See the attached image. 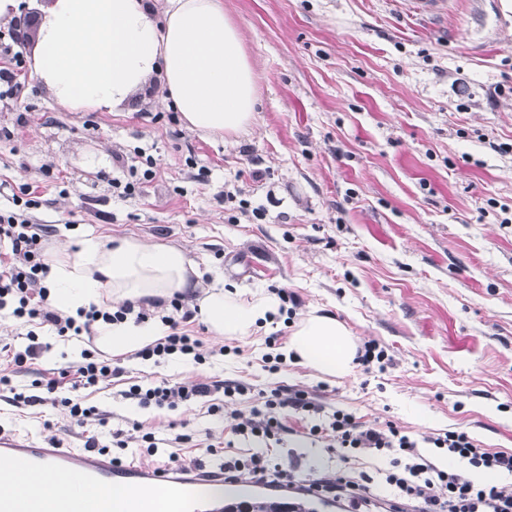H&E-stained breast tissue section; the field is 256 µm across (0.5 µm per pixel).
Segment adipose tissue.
Here are the masks:
<instances>
[{
    "label": "adipose tissue",
    "mask_w": 512,
    "mask_h": 512,
    "mask_svg": "<svg viewBox=\"0 0 512 512\" xmlns=\"http://www.w3.org/2000/svg\"><path fill=\"white\" fill-rule=\"evenodd\" d=\"M33 69L55 101L72 112L122 109L151 78L186 128L201 137L239 136L255 122L257 90L252 63L222 0H165L154 12L148 0H37ZM76 255L59 252L44 279L54 304L76 314L105 300L134 305L163 303L196 292L198 313L217 337L245 336L266 326L279 311L276 294L259 292L241 301L215 283L199 287L195 263L183 249L134 238L108 243L83 237ZM158 320L103 322L99 346L115 356L164 336ZM287 353L322 376L350 373L356 343L330 315L310 314L296 324ZM76 500L98 501L103 512H164L144 503L132 488H70L61 474L32 472L10 479L13 512H35V500L63 490Z\"/></svg>",
    "instance_id": "obj_1"
}]
</instances>
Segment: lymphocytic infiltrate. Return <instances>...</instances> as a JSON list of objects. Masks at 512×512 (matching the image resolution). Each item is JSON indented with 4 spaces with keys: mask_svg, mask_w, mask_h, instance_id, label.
<instances>
[{
    "mask_svg": "<svg viewBox=\"0 0 512 512\" xmlns=\"http://www.w3.org/2000/svg\"><path fill=\"white\" fill-rule=\"evenodd\" d=\"M13 209L0 210V241L9 244L7 252H0V311L30 324L27 345L14 351L10 361L23 367L36 359L43 350L38 328L50 327L58 337L81 340L95 334L97 322L124 320L128 315L145 319V312L135 311L125 303L112 311L93 309L71 316L53 308L49 290L43 279L48 265L44 241L49 229L32 223L26 211L29 201L14 196ZM171 311L163 321L169 330L165 336L136 351L137 359L158 361L171 355L205 361L204 343L200 337L188 333L195 312L185 306L181 297L170 302ZM123 366L97 357L85 349L78 362L67 364L58 377L38 380L39 388L55 394L61 380H68L72 390H94L111 384L124 374ZM246 387L237 381L195 380L172 383L166 380L145 383L130 381L124 395L138 400L145 408L175 410L194 405L205 406L208 414L223 410L224 399L244 394ZM310 412L315 405L306 391L288 386L258 390L249 413L232 412L230 428L234 434L255 440V447L246 449L238 457L224 461L221 469L228 483L259 482L278 488L299 489L302 497L325 502H343L353 512H361L375 496V480L368 473L352 478L337 471L324 472L306 484H299L293 467H286L265 451L267 441L280 440L287 428L282 421L284 409ZM308 437L332 438L336 456L343 463L356 459L386 456L390 467L383 473V482L390 489L391 498L414 512H512V488L498 485H478L469 477V470H489L512 474V452L484 448L467 433L448 431L427 436L425 441L412 438L396 423L371 426L349 412L336 410L328 426H311ZM429 444L440 454L467 463V471L438 466L432 457L423 454L420 444Z\"/></svg>",
    "mask_w": 512,
    "mask_h": 512,
    "instance_id": "1",
    "label": "lymphocytic infiltrate"
}]
</instances>
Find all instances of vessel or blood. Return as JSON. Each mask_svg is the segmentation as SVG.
I'll return each mask as SVG.
<instances>
[{"label": "vessel or blood", "instance_id": "1", "mask_svg": "<svg viewBox=\"0 0 512 512\" xmlns=\"http://www.w3.org/2000/svg\"><path fill=\"white\" fill-rule=\"evenodd\" d=\"M0 463L4 476L14 471L55 470L80 478L85 484L108 486L115 482L151 490L160 486L178 493V512H192L193 504H200L201 512H224V497L219 489L223 477L185 466L149 468L113 464L111 458L90 450L60 448L52 442L33 445L32 441L13 434L0 433Z\"/></svg>", "mask_w": 512, "mask_h": 512}]
</instances>
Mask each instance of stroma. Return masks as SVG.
Returning <instances> with one entry per match:
<instances>
[{
    "label": "stroma",
    "instance_id": "35a3bbf8",
    "mask_svg": "<svg viewBox=\"0 0 512 512\" xmlns=\"http://www.w3.org/2000/svg\"><path fill=\"white\" fill-rule=\"evenodd\" d=\"M413 0H224L254 67L250 134L204 139L170 124L150 83L121 112H70L24 54L18 102L0 103V210L35 193L33 223L50 224L46 254L75 252L86 235L131 237L183 249L202 284L223 277L241 300L286 290L288 320L221 339L191 328L212 357L126 361L132 377L294 386L362 422H394L415 439L463 431L512 449V0H444L437 14ZM151 157L154 178L120 198L122 162ZM311 313L336 317L357 343L378 341L384 372L316 374L293 361L264 368L266 336L290 337ZM50 343L0 386V428L84 447L144 423L156 437L183 423L193 446L181 462L204 471L251 443L225 414L144 409L113 381L88 396L101 421L71 425L61 406L15 407L83 342L44 330ZM274 454L300 480L343 464L326 441L303 437L301 414ZM225 443L206 453L207 435Z\"/></svg>",
    "mask_w": 512,
    "mask_h": 512
}]
</instances>
